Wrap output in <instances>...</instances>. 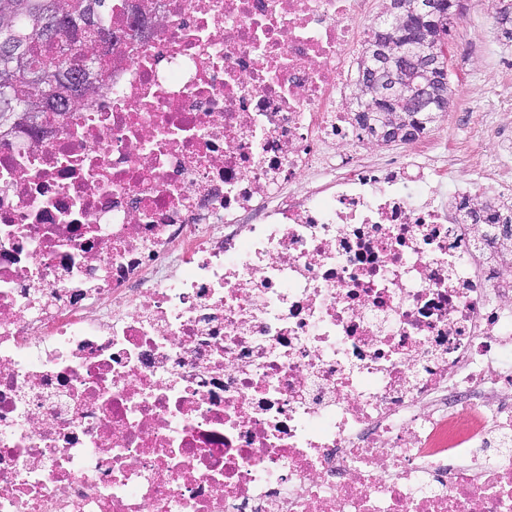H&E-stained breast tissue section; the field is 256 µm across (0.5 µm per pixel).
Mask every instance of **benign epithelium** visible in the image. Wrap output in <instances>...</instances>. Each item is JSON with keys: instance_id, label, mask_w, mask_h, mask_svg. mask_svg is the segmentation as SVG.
Returning a JSON list of instances; mask_svg holds the SVG:
<instances>
[{"instance_id": "7a95c632", "label": "benign epithelium", "mask_w": 512, "mask_h": 512, "mask_svg": "<svg viewBox=\"0 0 512 512\" xmlns=\"http://www.w3.org/2000/svg\"><path fill=\"white\" fill-rule=\"evenodd\" d=\"M415 4L409 10L399 0H390L378 22L379 39L367 59V70L356 86L362 111L385 114L390 131L408 123L406 114L390 113L392 98H404L415 113L430 112L446 99L447 45L433 25L422 23V16L435 18L443 5L439 0H415ZM412 70L421 74L414 82L406 77Z\"/></svg>"}]
</instances>
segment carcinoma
<instances>
[{
  "label": "carcinoma",
  "instance_id": "obj_1",
  "mask_svg": "<svg viewBox=\"0 0 512 512\" xmlns=\"http://www.w3.org/2000/svg\"><path fill=\"white\" fill-rule=\"evenodd\" d=\"M112 0H0V134L29 120L52 104L68 107V90L92 94L97 83L87 79L80 44L63 55L55 45L64 36L82 35L103 41L112 36L108 20ZM500 34L512 41V0L496 8ZM439 113L420 115L406 128L389 133L388 140H409L435 122ZM360 129L376 138L383 129L374 113L357 112ZM460 207L485 224L512 225V203L496 209L478 198L463 199Z\"/></svg>",
  "mask_w": 512,
  "mask_h": 512
}]
</instances>
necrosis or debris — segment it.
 <instances>
[{
  "instance_id": "necrosis-or-debris-1",
  "label": "necrosis or debris",
  "mask_w": 512,
  "mask_h": 512,
  "mask_svg": "<svg viewBox=\"0 0 512 512\" xmlns=\"http://www.w3.org/2000/svg\"><path fill=\"white\" fill-rule=\"evenodd\" d=\"M373 6L112 0L0 138V512H512V171L351 151ZM460 207L467 210V214L482 218L483 224L512 225V202L493 209L487 201H482L480 198H464L460 202Z\"/></svg>"
}]
</instances>
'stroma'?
Wrapping results in <instances>:
<instances>
[{
  "mask_svg": "<svg viewBox=\"0 0 512 512\" xmlns=\"http://www.w3.org/2000/svg\"><path fill=\"white\" fill-rule=\"evenodd\" d=\"M493 0H476L450 25L448 50L452 60V98L448 105V135L466 143L477 119L486 121L488 163L504 158L500 146L512 147V105L498 103L504 74H512V43L501 39L494 22Z\"/></svg>",
  "mask_w": 512,
  "mask_h": 512,
  "instance_id": "stroma-1",
  "label": "stroma"
}]
</instances>
